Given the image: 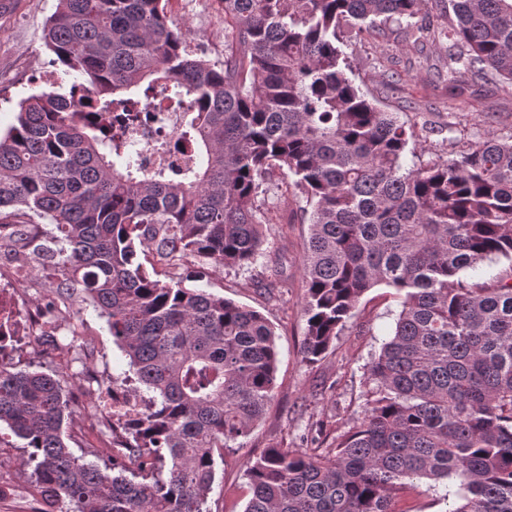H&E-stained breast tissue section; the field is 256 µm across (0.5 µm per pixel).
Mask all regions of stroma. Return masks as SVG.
<instances>
[{"label":"stroma","instance_id":"stroma-1","mask_svg":"<svg viewBox=\"0 0 512 512\" xmlns=\"http://www.w3.org/2000/svg\"><path fill=\"white\" fill-rule=\"evenodd\" d=\"M56 4L57 0H14L11 13L0 17L1 132L15 123L21 99L46 89L62 75L43 40L45 23ZM216 12L213 0H208L204 14H189L180 21L189 32L192 49L213 63L224 59ZM345 51L362 89L376 91L383 71L399 73V82L378 93L377 104L412 125L422 160L447 158L486 127L501 137L512 136V86L497 80L478 81L464 97H450L447 81L438 76V44L415 43L390 25L381 34L346 31ZM298 207L293 195L275 194L265 209L266 244L256 265L248 270L212 267L201 282L207 291L265 315L274 327L279 352L275 398L254 426L246 448L226 449L223 462L217 464L208 499L210 512H244L249 499L244 476L248 455L273 443L293 444L296 429L308 424L324 425L333 436L348 430L365 403L364 366L379 352L382 339L394 325L396 298L388 288H374L364 295L357 318L337 336L326 356L314 363L303 361L306 287L302 258L309 227L294 222ZM274 264L283 267L284 280L268 293L263 272ZM80 317L95 346V383L107 386L121 370V355L104 319L86 306L81 307ZM330 384L335 385V392H327Z\"/></svg>","mask_w":512,"mask_h":512}]
</instances>
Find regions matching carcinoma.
Segmentation results:
<instances>
[{"instance_id": "obj_1", "label": "carcinoma", "mask_w": 512, "mask_h": 512, "mask_svg": "<svg viewBox=\"0 0 512 512\" xmlns=\"http://www.w3.org/2000/svg\"><path fill=\"white\" fill-rule=\"evenodd\" d=\"M224 64L197 57L166 0H57L44 31L80 81L19 102L0 133V260L29 251L53 281L29 344L87 366L78 300L106 319L151 396L107 410L73 374L0 360V424L40 495L33 512H209L224 449L246 447L277 384L259 311L188 288L179 270L244 268L264 252L272 175L305 205L302 361L322 359L369 290L401 309L366 365L362 417L325 448L248 456L244 512H395L425 483L443 512H512V136L486 130L425 162L413 130L350 77L341 29L395 23L419 41L430 0H220ZM443 77L512 83V0H445ZM182 113L176 174L144 170L130 133L147 108ZM157 261L146 268L139 255ZM507 267L487 282L467 272ZM66 335H61V331ZM109 422L77 456V411Z\"/></svg>"}]
</instances>
